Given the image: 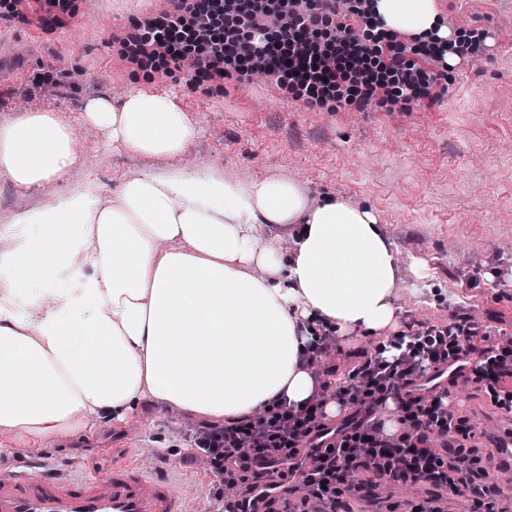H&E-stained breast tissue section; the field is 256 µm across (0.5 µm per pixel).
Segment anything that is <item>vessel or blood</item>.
<instances>
[{"label": "vessel or blood", "mask_w": 512, "mask_h": 512, "mask_svg": "<svg viewBox=\"0 0 512 512\" xmlns=\"http://www.w3.org/2000/svg\"><path fill=\"white\" fill-rule=\"evenodd\" d=\"M0 512H185L171 477L150 462L116 467L102 477L0 472Z\"/></svg>", "instance_id": "1"}]
</instances>
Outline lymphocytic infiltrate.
<instances>
[{"label":"lymphocytic infiltrate","mask_w":512,"mask_h":512,"mask_svg":"<svg viewBox=\"0 0 512 512\" xmlns=\"http://www.w3.org/2000/svg\"><path fill=\"white\" fill-rule=\"evenodd\" d=\"M371 2L356 0L349 7L345 0H283L276 11L253 8L229 24L212 47L185 54L177 50L174 35L189 26L198 38L209 39L211 3L172 0L169 12L143 21L142 43L194 80L231 71L242 78L264 69L302 91L311 108L322 106L331 93L364 109L378 85L365 80L362 64L376 56L395 76L394 95H421L420 69L399 46L384 45ZM349 12L363 19L365 34L344 26ZM273 30L287 40V52L268 41ZM322 38L336 40L344 58L321 51ZM335 336L323 329L315 351L301 361L317 384L308 401L278 399L262 415L195 431L193 455L207 462L209 497L221 512H246L250 495L272 474L279 480L265 512H280L282 496L293 494V486L283 482L288 475L299 477L321 504L349 492L345 475L358 469L379 480L423 477L450 495L476 493L475 459L464 445L472 428L449 390L427 395L423 387L457 372L483 385L494 406L512 412V347L503 336L464 320L398 330L384 337L378 355L355 363L341 377L335 368H314ZM336 411L343 414L339 438L318 452V466L309 467L302 447Z\"/></svg>","instance_id":"lymphocytic-infiltrate-1"}]
</instances>
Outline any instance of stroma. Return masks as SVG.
Wrapping results in <instances>:
<instances>
[{"instance_id": "1", "label": "stroma", "mask_w": 512, "mask_h": 512, "mask_svg": "<svg viewBox=\"0 0 512 512\" xmlns=\"http://www.w3.org/2000/svg\"><path fill=\"white\" fill-rule=\"evenodd\" d=\"M71 16L48 25L14 0H0V123L22 111H50L76 134L79 164L64 180L20 189L0 180V228L72 189L95 183L101 201L144 170L200 163L240 180L280 177L311 198L341 196L370 207L395 249L402 289L398 321L466 319L512 330V0H435L461 46L447 79L422 97L378 92L364 109L336 102L309 109L270 76L190 80L161 73L129 39L139 21L169 11L168 0H66ZM144 90L171 95L199 129L187 151L146 158L85 123L87 99ZM483 242L474 265L452 240ZM450 398L475 424L488 474L506 469L495 435L503 410L474 383ZM192 415L144 397L124 421L91 416L84 433L47 443L0 435V465L31 472L104 473L154 454L190 512H209L210 477L188 455Z\"/></svg>"}]
</instances>
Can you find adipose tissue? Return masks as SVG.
I'll use <instances>...</instances> for the list:
<instances>
[{
	"label": "adipose tissue",
	"mask_w": 512,
	"mask_h": 512,
	"mask_svg": "<svg viewBox=\"0 0 512 512\" xmlns=\"http://www.w3.org/2000/svg\"><path fill=\"white\" fill-rule=\"evenodd\" d=\"M372 7L383 30L448 36L434 0ZM83 112L145 157L180 155L199 134L167 95L91 98ZM77 161L56 113L0 123V179L16 187L58 181ZM98 195L83 185L0 230V433L68 439L89 416L124 420L146 393L215 423L241 420L313 393L302 322L375 335L396 319L397 254L370 208L313 202L287 179L188 167L132 175L106 204ZM261 224L298 225L292 248L257 246Z\"/></svg>",
	"instance_id": "1"
}]
</instances>
